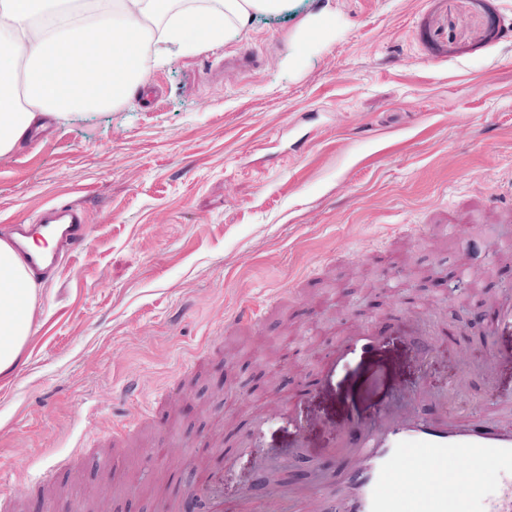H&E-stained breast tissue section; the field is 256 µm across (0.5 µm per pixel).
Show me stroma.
I'll return each instance as SVG.
<instances>
[{
	"mask_svg": "<svg viewBox=\"0 0 512 512\" xmlns=\"http://www.w3.org/2000/svg\"><path fill=\"white\" fill-rule=\"evenodd\" d=\"M324 11L335 37L294 50ZM249 54L253 68L232 66ZM147 85L153 102L50 120L0 155V235L62 202L90 231L40 282L22 360L0 377L9 512L183 510L197 466L222 472L224 512L335 477L321 428L294 447L270 363L315 383L341 325L395 322L385 349L402 392L427 386L423 415L512 423V377L487 362L496 338L464 326L512 292V0H288ZM453 221L470 234H448ZM322 295L335 305L312 316ZM246 304L258 320L234 323ZM243 441L268 469L225 461ZM173 444L188 451L176 471L153 453Z\"/></svg>",
	"mask_w": 512,
	"mask_h": 512,
	"instance_id": "35a3bbf8",
	"label": "stroma"
}]
</instances>
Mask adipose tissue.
Masks as SVG:
<instances>
[{"label": "adipose tissue", "instance_id": "ef3b65f1", "mask_svg": "<svg viewBox=\"0 0 512 512\" xmlns=\"http://www.w3.org/2000/svg\"><path fill=\"white\" fill-rule=\"evenodd\" d=\"M285 0H0V155L42 128V115L102 112L126 102L162 57L236 38ZM36 283L0 238V375L30 332Z\"/></svg>", "mask_w": 512, "mask_h": 512}]
</instances>
